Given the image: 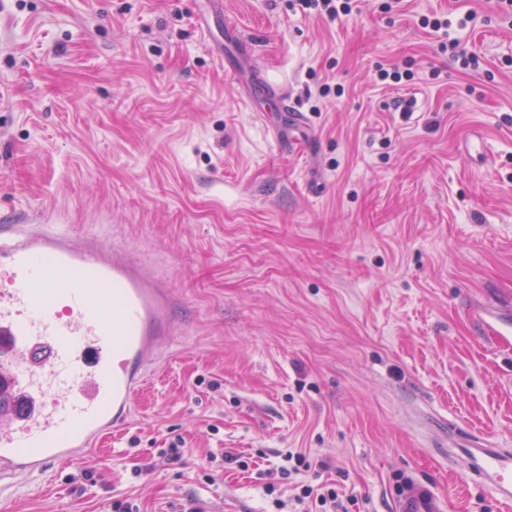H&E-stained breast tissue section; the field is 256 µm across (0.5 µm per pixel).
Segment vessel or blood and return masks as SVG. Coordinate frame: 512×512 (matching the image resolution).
<instances>
[{"label":"vessel or blood","instance_id":"obj_1","mask_svg":"<svg viewBox=\"0 0 512 512\" xmlns=\"http://www.w3.org/2000/svg\"><path fill=\"white\" fill-rule=\"evenodd\" d=\"M0 483L83 459L123 430L149 372L179 336L174 291L135 255L56 227L0 225ZM469 471L512 512V448H475ZM395 512H444L405 481Z\"/></svg>","mask_w":512,"mask_h":512}]
</instances>
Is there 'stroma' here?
<instances>
[{
    "label": "stroma",
    "mask_w": 512,
    "mask_h": 512,
    "mask_svg": "<svg viewBox=\"0 0 512 512\" xmlns=\"http://www.w3.org/2000/svg\"><path fill=\"white\" fill-rule=\"evenodd\" d=\"M469 12L476 70L419 24ZM228 21L306 123L244 102ZM380 65L414 77L381 85ZM0 224L127 248L170 277L184 326L128 428L0 491V512H274L263 484L291 448L329 462L307 479L352 512H395L406 475L446 512H498L452 455L512 448V26L483 0H360L334 21L288 0L220 18L209 0H0ZM227 451L248 469L205 477Z\"/></svg>",
    "instance_id": "1"
}]
</instances>
